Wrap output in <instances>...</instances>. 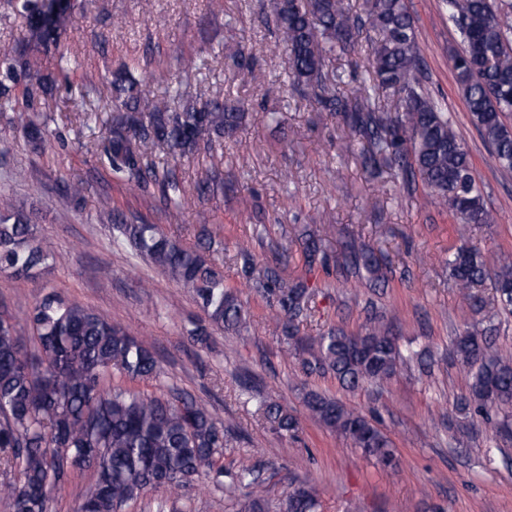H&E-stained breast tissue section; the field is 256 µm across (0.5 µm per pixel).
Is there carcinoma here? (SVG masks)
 <instances>
[{
  "label": "carcinoma",
  "instance_id": "1",
  "mask_svg": "<svg viewBox=\"0 0 512 512\" xmlns=\"http://www.w3.org/2000/svg\"><path fill=\"white\" fill-rule=\"evenodd\" d=\"M448 18L463 43L452 58L458 84L476 127L490 143L499 165L512 170V0H445ZM25 21L23 46L0 51V109L22 110V137L32 150L44 149L49 130L43 109L61 84L42 73L44 61L57 59L59 70L70 64L62 43L76 0H15ZM271 22L288 55L292 89L318 107L340 117L352 134L367 143L364 166H381L402 179H417L461 224H493L473 174L470 156L453 132L447 113L430 96L422 79V59L413 17L406 0H366L363 13L353 14L344 0H266ZM370 43L368 80L342 90L333 62L351 54L362 38ZM135 58L113 72L112 129L103 137L100 161L118 180L150 190L167 207L180 208L192 193L202 196L224 186L214 173L188 189L174 166L160 167L148 154L162 149L175 159L189 158L233 138L249 113L229 100L187 102L175 89L162 99L137 90ZM403 111L387 113L389 100ZM113 230L141 256L191 293L204 312V324L189 340L204 345L210 330L247 327V311L236 293L224 287V274L206 255L216 234L200 225L202 248H190L164 236L154 224H134L120 213ZM302 253L310 267L326 262L322 240L305 234ZM240 275L257 280V292L276 308V328L288 353L308 375L330 374L354 390L368 381H383L398 370L396 337L382 324L370 322L349 334L330 329L303 336L299 324L308 316L312 293L304 280L281 274L284 256L256 273L251 252H238ZM49 258L38 239L32 215L0 200V271L28 279ZM375 279L380 266L373 252L354 254ZM448 270L471 312L492 322L512 314V259L496 261L463 244L448 258ZM491 296H485L486 290ZM29 327L37 350H28L15 324L0 317V466L18 473L0 484L11 512H49V490L66 482L74 469H90L96 480L78 512H122L131 501L157 489L181 491L200 479L223 485L224 427L210 409L184 391L171 388L145 396L110 385L112 372L153 381L161 370L154 354L124 328L77 301L45 294L33 307ZM453 352L475 368L465 413L502 411L498 432L512 437V356L493 348L487 330L467 329L457 336ZM308 410L325 427L350 438L378 464L392 465L396 456L389 438L372 419L317 391L305 396ZM263 413L277 430L295 431L297 422L275 402ZM233 484L252 489L262 485L255 464H241ZM318 500L310 483L291 487L284 512H316Z\"/></svg>",
  "mask_w": 512,
  "mask_h": 512
}]
</instances>
